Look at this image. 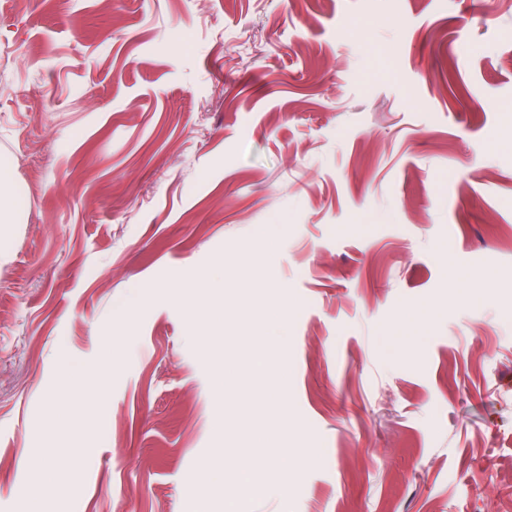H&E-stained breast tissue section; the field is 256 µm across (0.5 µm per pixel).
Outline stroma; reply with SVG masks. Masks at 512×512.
I'll return each instance as SVG.
<instances>
[{"label": "stroma", "instance_id": "obj_1", "mask_svg": "<svg viewBox=\"0 0 512 512\" xmlns=\"http://www.w3.org/2000/svg\"><path fill=\"white\" fill-rule=\"evenodd\" d=\"M510 100L512 0H0V512H512ZM16 185L5 170H0V222L14 224L19 214ZM58 381L59 385L72 395L77 405L82 404L87 398H96L99 403L98 421L100 424L107 422L104 378L96 369L67 366L61 370Z\"/></svg>", "mask_w": 512, "mask_h": 512}]
</instances>
